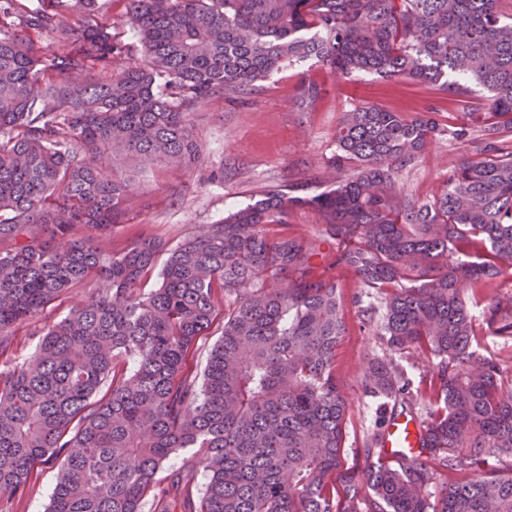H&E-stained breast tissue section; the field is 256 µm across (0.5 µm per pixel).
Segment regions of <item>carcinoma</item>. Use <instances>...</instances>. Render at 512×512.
I'll list each match as a JSON object with an SVG mask.
<instances>
[{
  "label": "carcinoma",
  "instance_id": "obj_1",
  "mask_svg": "<svg viewBox=\"0 0 512 512\" xmlns=\"http://www.w3.org/2000/svg\"><path fill=\"white\" fill-rule=\"evenodd\" d=\"M17 2L0 0V352L70 289L97 288L0 367V512L49 458L62 468L47 512H512V472L485 470L512 458V373L482 353L512 341V294L487 292L512 276V3L126 0L134 46L100 0ZM138 48L143 61L76 80ZM307 60L433 86L461 120L361 103L336 128L331 189L270 186L171 249L99 245L138 174L200 163L185 114ZM297 91L314 107L323 89L303 77ZM443 136L459 152L446 184L407 198L400 173ZM297 210L319 236L284 230ZM325 245L383 307L357 478L340 473L346 327ZM219 313L199 378L186 360ZM416 353L435 363L415 384L396 358ZM397 413L418 417L426 453L392 463L380 445ZM433 462L463 477L433 490Z\"/></svg>",
  "mask_w": 512,
  "mask_h": 512
}]
</instances>
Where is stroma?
<instances>
[{
    "label": "stroma",
    "mask_w": 512,
    "mask_h": 512,
    "mask_svg": "<svg viewBox=\"0 0 512 512\" xmlns=\"http://www.w3.org/2000/svg\"><path fill=\"white\" fill-rule=\"evenodd\" d=\"M303 76L324 88L322 99L311 109L295 97ZM363 101L394 112L430 111L443 123L457 112L447 95L431 86L388 81L372 73L336 76L312 60L283 66L267 79L261 95L218 97L200 105L190 117L202 146L199 165L191 171L163 165L149 170L131 203L129 222L113 229L107 247L117 252L148 235L176 246L203 225L221 221L231 207L253 202L272 185H294L310 193L331 188L337 177L332 165L336 126L344 112ZM456 157L448 140L431 143L418 163L401 173L404 194L416 201L437 195ZM324 267L341 290L347 327L336 349V374L349 404L344 448L349 460L373 424L375 402L365 394L362 382L370 361L383 353L381 312L364 313L366 290L334 253H327ZM59 471L56 461L35 464L14 512H46Z\"/></svg>",
    "instance_id": "stroma-1"
}]
</instances>
